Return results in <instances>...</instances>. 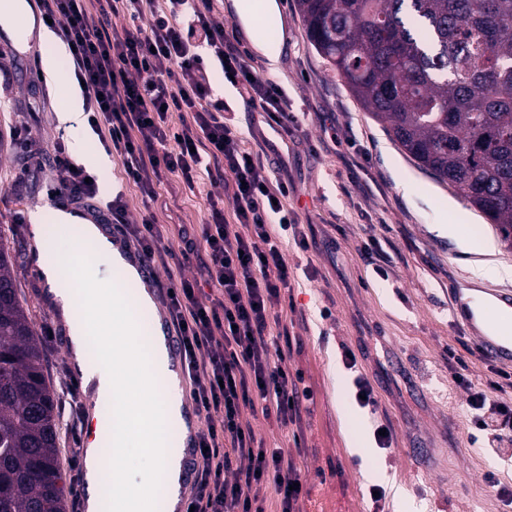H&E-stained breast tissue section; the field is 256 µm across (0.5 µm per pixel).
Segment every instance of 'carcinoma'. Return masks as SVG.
Segmentation results:
<instances>
[{
    "label": "carcinoma",
    "mask_w": 512,
    "mask_h": 512,
    "mask_svg": "<svg viewBox=\"0 0 512 512\" xmlns=\"http://www.w3.org/2000/svg\"><path fill=\"white\" fill-rule=\"evenodd\" d=\"M306 36L418 167L512 249V0H296ZM0 239V512H65L58 411Z\"/></svg>",
    "instance_id": "1"
}]
</instances>
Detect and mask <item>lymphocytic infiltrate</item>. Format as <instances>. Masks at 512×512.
I'll list each match as a JSON object with an SVG mask.
<instances>
[{
    "label": "lymphocytic infiltrate",
    "mask_w": 512,
    "mask_h": 512,
    "mask_svg": "<svg viewBox=\"0 0 512 512\" xmlns=\"http://www.w3.org/2000/svg\"><path fill=\"white\" fill-rule=\"evenodd\" d=\"M38 3L70 45L88 120L104 127L105 147L122 158L128 182L151 200L156 185L170 175L192 193L205 182L220 181L234 202L228 219L221 200L208 199L204 222L184 234L176 255L164 245L153 214L132 224L122 199L105 205L113 234L138 247L145 269L198 259L206 275L201 282L182 277L161 286L173 347L206 423L191 438L185 461L191 485L187 506L194 512H265L258 488L266 485L277 495L278 512H296L301 492L294 460L283 449L258 443L240 421L243 409L254 406L284 427L301 420V393L281 366L284 353L270 334L290 281L280 245L281 231L293 224L286 206L288 180L271 178L265 149L244 148L241 134L227 121V104L213 92L215 68H223L225 80L280 139L291 135L296 117L287 112L276 84L253 75L247 50L216 16L214 0H164L152 12L144 0H110V10L132 22L122 30L95 17L87 0ZM174 112L187 113V120L172 124ZM52 162L58 197L96 205L98 181L85 167L60 146ZM206 286L215 295L204 303L200 295ZM467 411L488 447L511 461L512 404L489 401L485 391L475 390ZM238 459L245 468L235 481H226L225 471Z\"/></svg>",
    "instance_id": "f902f5d3"
}]
</instances>
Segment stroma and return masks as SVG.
<instances>
[{
    "instance_id": "obj_1",
    "label": "stroma",
    "mask_w": 512,
    "mask_h": 512,
    "mask_svg": "<svg viewBox=\"0 0 512 512\" xmlns=\"http://www.w3.org/2000/svg\"><path fill=\"white\" fill-rule=\"evenodd\" d=\"M281 27L270 30L280 65L270 70L253 51L250 64L282 90L299 122L288 142V208L308 239V250L293 238L282 241L291 285L277 307L280 346L288 372L301 373L312 399L301 411L299 430L275 418L243 410L264 447L282 448L295 459L305 493L299 512H372L371 486L385 492V512H512L490 491L487 475L512 489V462L500 459L475 430L466 412V389L453 380V355L465 356L472 383L489 399L512 402V388H493L496 364L482 351L453 299L461 288L512 294V278L474 276L477 260L457 241L431 233L449 205L469 210L460 192L444 187L417 168L308 41L295 0H275ZM53 56L47 71L44 56ZM213 89L231 110L229 121L243 134L246 148L279 137L247 109L236 90L215 74ZM68 50L31 41L18 52L0 30V130L11 151L0 159V238L16 250L13 267L20 297L42 338L46 371L56 400L75 378L68 358V328L50 299L38 267L30 214L48 204L44 223L59 207L93 219L86 206L52 196L56 177L52 156L69 138L59 130L56 110L64 94L78 92ZM336 118L352 143L336 142L326 121ZM87 152L101 157L94 166L101 200L121 197L130 221L152 212L164 243L179 251L181 225L201 223L207 194L222 186L204 185L191 194L173 175L157 186L155 201L144 202L125 178L121 158L106 151L100 133L89 129ZM375 238L388 254V278H381L360 253ZM352 350L357 370L347 369L343 352ZM372 385L379 402L370 411L356 400V375ZM388 425L391 447H378L374 430Z\"/></svg>"
}]
</instances>
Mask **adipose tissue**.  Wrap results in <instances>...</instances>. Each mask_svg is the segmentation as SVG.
<instances>
[{"label": "adipose tissue", "mask_w": 512, "mask_h": 512, "mask_svg": "<svg viewBox=\"0 0 512 512\" xmlns=\"http://www.w3.org/2000/svg\"><path fill=\"white\" fill-rule=\"evenodd\" d=\"M56 120L69 136L76 160L85 158L83 103L70 96ZM59 224L71 236L68 262H40L48 292L69 326L70 351L94 406L116 409L112 466L98 449L85 458L87 512H151L157 493L178 496L182 450L169 436L183 426V396L164 337L144 340L120 288H107L100 267L124 280L139 279L137 268L115 248L102 228L61 211Z\"/></svg>", "instance_id": "adipose-tissue-1"}]
</instances>
